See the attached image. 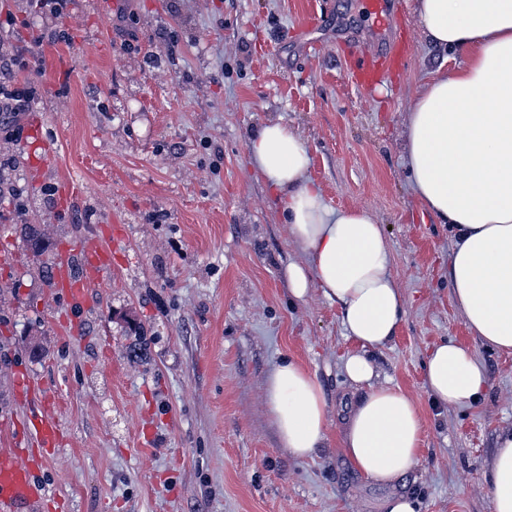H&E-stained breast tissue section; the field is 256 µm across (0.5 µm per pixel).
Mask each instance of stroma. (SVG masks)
Wrapping results in <instances>:
<instances>
[{"label":"stroma","mask_w":512,"mask_h":512,"mask_svg":"<svg viewBox=\"0 0 512 512\" xmlns=\"http://www.w3.org/2000/svg\"><path fill=\"white\" fill-rule=\"evenodd\" d=\"M97 2L68 0V40L15 74L38 89L32 109L0 112V251L15 256L0 266V448L33 445L51 408L61 441L37 472L40 512H378L389 495L339 447L361 393L343 363L359 345L335 305L295 301L283 277L301 255L246 148L269 120L303 135L331 206L388 229L406 314L375 360L424 421L404 490L419 512H493L512 352L485 349L453 304L451 234L415 196L401 139L419 88L463 57L427 42L414 0H398L405 65L365 93L352 55L378 35L362 0ZM67 180L77 200L60 194ZM91 240L112 270L73 314L44 273ZM448 340L486 366L480 405L437 407L425 390L423 363ZM284 358L329 403L328 444L307 459L280 447L265 400ZM24 376L34 393L19 392Z\"/></svg>","instance_id":"obj_1"}]
</instances>
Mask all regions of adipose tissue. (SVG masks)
<instances>
[{"label":"adipose tissue","instance_id":"ef3b65f1","mask_svg":"<svg viewBox=\"0 0 512 512\" xmlns=\"http://www.w3.org/2000/svg\"><path fill=\"white\" fill-rule=\"evenodd\" d=\"M423 36L467 56L466 66L424 84L406 110L403 151L413 190L454 241L448 285L468 329L490 350L512 351V0H416ZM246 147L302 254L289 263L288 290L305 300L319 291L335 303L359 351L343 364L364 392L349 407L340 446L354 466L390 488L382 512H416L396 486L416 465L423 422L415 401L376 380L374 352L390 343L405 301L391 273L382 224L364 208L338 210L307 176L309 148L294 129L268 121ZM434 401L472 406L487 390L483 363L452 342L425 363ZM265 397L279 444L296 459L328 443L329 410L316 375L284 359L266 378ZM489 481L493 512H512V429L501 433Z\"/></svg>","mask_w":512,"mask_h":512}]
</instances>
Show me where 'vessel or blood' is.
Instances as JSON below:
<instances>
[{"label":"vessel or blood","instance_id":"b4317fda","mask_svg":"<svg viewBox=\"0 0 512 512\" xmlns=\"http://www.w3.org/2000/svg\"><path fill=\"white\" fill-rule=\"evenodd\" d=\"M403 60V47L394 44L391 49L374 55L356 58L354 77L362 90L374 88L387 72L398 69ZM81 274L73 276L68 261H61L54 278V286L64 294L68 304L76 309L86 308L90 290L101 284L112 269V253L97 242L76 246ZM38 447L42 455L30 448H0V512H31L41 502L45 489L34 476L42 456L51 455L60 442V434L51 416H41L36 429ZM37 447V448H38Z\"/></svg>","mask_w":512,"mask_h":512}]
</instances>
